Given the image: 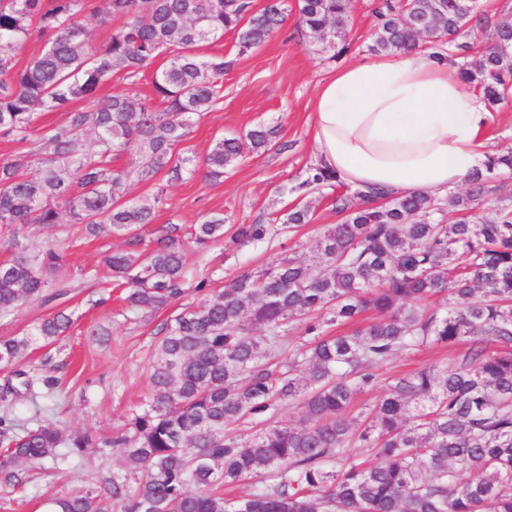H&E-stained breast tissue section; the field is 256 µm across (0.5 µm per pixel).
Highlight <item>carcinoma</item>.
Masks as SVG:
<instances>
[{
    "instance_id": "1",
    "label": "carcinoma",
    "mask_w": 512,
    "mask_h": 512,
    "mask_svg": "<svg viewBox=\"0 0 512 512\" xmlns=\"http://www.w3.org/2000/svg\"><path fill=\"white\" fill-rule=\"evenodd\" d=\"M105 23L128 20L104 48L94 47L81 21L85 12ZM352 0H299V24L332 57L347 51L344 33ZM372 49L410 54L421 33L440 49L477 17L457 0H409L404 11L385 0L377 11ZM50 33L49 45L26 68L13 50L32 22ZM284 22L272 0L258 12L251 0H0V136H17L29 149L0 162V224H83L128 238L130 248L104 262L126 288L128 311L153 314L184 293V238L176 224L140 248L162 200L127 199L133 182L163 175L219 179L251 150L271 145L275 130L257 127L220 137L202 161L177 152L196 120L211 110L231 62L200 54L224 32L238 34L240 51L260 46ZM495 41L470 65L458 64L463 82L489 106L512 85V16L493 27ZM152 93L99 97L114 73L136 75L158 59ZM86 101L90 108L72 103ZM39 110L67 113L63 124L29 138ZM95 135L97 149L84 146ZM129 155L113 166L114 156ZM36 166L33 175L21 169ZM512 172V148L493 155L468 176L456 195L458 212L493 190L492 176ZM336 174L314 164L299 187H334ZM343 215L310 246L303 259L288 254L257 272L236 275L213 294L206 272L198 301L164 323L150 366L148 403L121 434L101 441L82 429L60 428L48 416L30 427L0 417V485L22 481L21 466L71 464L89 448L124 453L125 475L103 491L88 488L51 498L44 512H106L103 498L121 512H512V207L504 204L480 223L439 218V199L412 192L367 193L350 186L336 196ZM310 223L309 209L294 208L280 224L257 221L235 232L241 243L261 244ZM224 236V216L193 226L203 248ZM48 247L32 259L0 263V314L50 300L66 291L45 273L61 268ZM482 300L472 302L475 293ZM446 294L443 307L425 302ZM376 317L348 334L323 327ZM306 320L309 339L271 362L288 324ZM72 325L59 308L22 336L0 339V365L24 359L36 343L51 344ZM465 343L461 359L393 378L385 395L355 417L356 395L376 383L373 369L425 343ZM294 405L293 420L277 421L243 439L227 426L270 420ZM357 442L373 451L368 464L348 454ZM476 475L465 479L462 473ZM258 478L264 489L233 501L219 486Z\"/></svg>"
}]
</instances>
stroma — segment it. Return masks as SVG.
Returning <instances> with one entry per match:
<instances>
[{
  "label": "stroma",
  "mask_w": 512,
  "mask_h": 512,
  "mask_svg": "<svg viewBox=\"0 0 512 512\" xmlns=\"http://www.w3.org/2000/svg\"><path fill=\"white\" fill-rule=\"evenodd\" d=\"M381 0H352L346 28L347 52L338 58L321 53L298 26V0H283L288 16L280 29L260 47L242 53L234 32L205 46L208 54H221L232 66L224 75V89L211 112L192 128L182 146L187 156L203 157L219 136H236L265 125L276 130L272 146L250 152L223 179L208 181L185 176L170 184L157 179L132 184L129 195L163 198L155 224L190 226L214 214L224 217V237L200 250L188 246L185 283L194 287L204 270H211L212 291H221L239 272L266 268L276 257L306 249L327 226L339 223L335 190L306 188L302 182L315 161L311 129L312 104L321 83L336 70L371 57L376 25L374 10ZM485 21L460 35L470 44L468 61H476L492 41L493 24L512 14V0H481ZM309 205L310 223L261 244L240 245L232 237L241 224L259 217L285 218L293 208ZM36 255L51 246L65 256L58 278L70 282L65 307L73 324L65 336L47 346L34 345L20 367L0 366V391L19 385L17 370L51 379L52 421L62 428H82L98 438L118 433L127 418L149 394L148 374L163 322L179 311V304L148 316L124 315L123 290L104 266L103 257L126 247L122 236H86L82 225L0 224V262L16 256L17 246ZM108 329L107 337L94 336L95 328ZM464 345L448 349L435 344L397 355L376 371L377 382L359 395L357 406L380 400L397 376L442 365L458 357ZM119 449L102 455L91 452L76 465L58 469L25 468L19 488H0V512H43L47 498L101 488L105 479L122 473Z\"/></svg>",
  "instance_id": "35a3bbf8"
}]
</instances>
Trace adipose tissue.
Segmentation results:
<instances>
[{"mask_svg":"<svg viewBox=\"0 0 512 512\" xmlns=\"http://www.w3.org/2000/svg\"><path fill=\"white\" fill-rule=\"evenodd\" d=\"M312 112L317 162L354 188L442 194L488 159L483 96L455 66L421 53L337 70Z\"/></svg>","mask_w":512,"mask_h":512,"instance_id":"ef3b65f1","label":"adipose tissue"}]
</instances>
